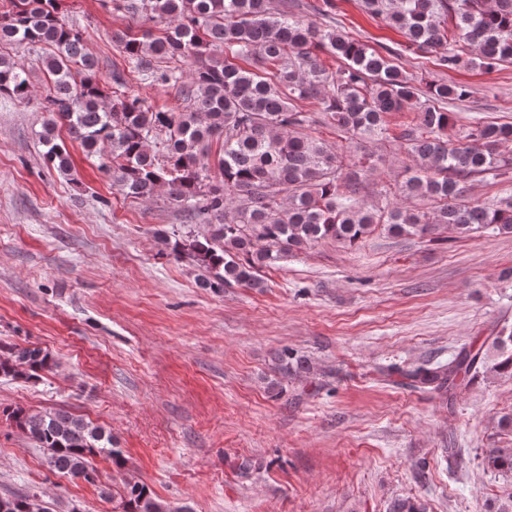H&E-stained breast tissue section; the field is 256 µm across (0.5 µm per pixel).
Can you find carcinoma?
<instances>
[{"label":"carcinoma","mask_w":512,"mask_h":512,"mask_svg":"<svg viewBox=\"0 0 512 512\" xmlns=\"http://www.w3.org/2000/svg\"><path fill=\"white\" fill-rule=\"evenodd\" d=\"M112 10L141 14L168 25L162 36L143 26L118 29L112 39L132 68L163 85H180L188 109L154 108L133 96L106 101L95 59L80 32L59 16L58 0H0V42L46 45L42 60L49 87L48 117L39 139L49 168L68 175V149L57 141L58 125L87 155L101 161L112 187L127 198L163 195L188 214L200 231L165 235L178 258L203 270L201 286L215 292L237 285L261 288L256 272L315 243L355 244L382 225L394 236H470L482 229L512 234V202L463 201L465 184L477 175L506 178L512 157L511 123L476 122L455 136L456 113L448 101L470 97L469 85L422 82L404 72L394 57L433 53L437 66L458 71L476 64L485 72L512 62V0H363L375 19L403 34L405 43L382 55L336 28H321L282 0L277 13L268 0H101ZM339 60L327 70L315 51ZM190 61L188 82L178 68L160 69L153 60ZM31 74L18 60L0 54V97L31 98ZM318 98L344 146L304 133L309 117L296 109L300 99ZM393 112H414L417 121L400 133L414 164L397 182L382 188L378 206L364 203L374 170L365 144L388 133ZM219 143V175L209 153ZM109 154H103V149ZM281 369L310 370L304 359L278 357ZM54 360L38 346L13 347L0 355V377L32 380L50 371ZM492 372L512 377V330L462 348L435 367L397 373L415 386L453 397L471 381ZM15 425L47 452L49 466L89 483L98 480L91 460L103 455L122 470L112 433L66 410L9 414ZM486 466L512 473V448H492ZM121 512H173L139 481L124 479L118 491ZM33 497L0 498V512H32ZM389 512H424L416 499H394Z\"/></svg>","instance_id":"obj_1"}]
</instances>
